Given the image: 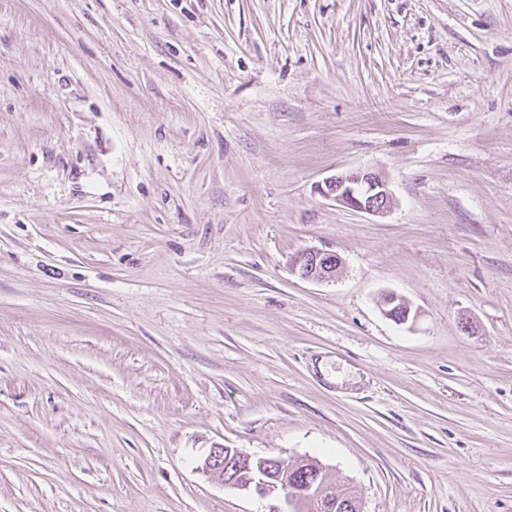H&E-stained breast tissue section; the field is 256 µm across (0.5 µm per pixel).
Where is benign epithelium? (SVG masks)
I'll use <instances>...</instances> for the list:
<instances>
[{
  "instance_id": "7a95c632",
  "label": "benign epithelium",
  "mask_w": 512,
  "mask_h": 512,
  "mask_svg": "<svg viewBox=\"0 0 512 512\" xmlns=\"http://www.w3.org/2000/svg\"><path fill=\"white\" fill-rule=\"evenodd\" d=\"M322 196L339 204L370 215H383L392 204V193L388 184L373 171H358L340 174L324 181L318 187ZM342 259L334 252L320 249H306L291 260L292 270L301 278L317 282L336 279V271ZM198 469L210 479L225 486L244 491L269 501L268 512H300L307 506L313 512H335L338 504L336 490L316 480L290 491L268 476L266 471H255L249 480L224 481V448L209 449L200 461Z\"/></svg>"
}]
</instances>
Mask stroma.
<instances>
[{
    "label": "stroma",
    "mask_w": 512,
    "mask_h": 512,
    "mask_svg": "<svg viewBox=\"0 0 512 512\" xmlns=\"http://www.w3.org/2000/svg\"><path fill=\"white\" fill-rule=\"evenodd\" d=\"M220 445L512 512V0H0V512H265ZM322 196L370 215H383L392 204L386 180L373 171L340 174L318 187ZM342 263L341 257L335 252L306 249L294 256L291 267L302 279L330 282L336 279V271Z\"/></svg>",
    "instance_id": "obj_1"
}]
</instances>
